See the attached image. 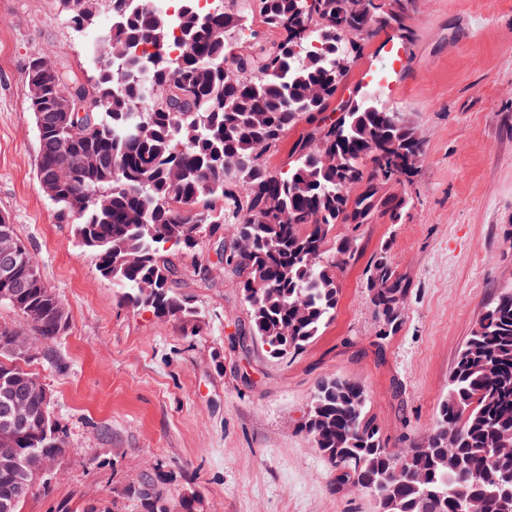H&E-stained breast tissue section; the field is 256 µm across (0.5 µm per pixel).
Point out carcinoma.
I'll use <instances>...</instances> for the list:
<instances>
[{"label": "carcinoma", "mask_w": 512, "mask_h": 512, "mask_svg": "<svg viewBox=\"0 0 512 512\" xmlns=\"http://www.w3.org/2000/svg\"><path fill=\"white\" fill-rule=\"evenodd\" d=\"M59 0L73 28L98 27L104 64L83 79L44 51L31 53L40 83L28 88L41 149L37 181L72 225L100 275L121 290L120 302L150 309L197 334L202 311L180 291L188 268L209 281L205 255L224 225L236 234L216 263L237 280L247 320L231 343L249 336L275 359L303 352L330 324L339 304V273L358 258L354 237L338 224L397 220L406 197L390 191L411 174L405 156L425 139L403 115L347 87L369 39L387 30L412 37V0H375L351 12L347 0H220L211 12L179 0V19L159 5L129 0ZM258 15L276 33H236ZM98 106L72 119L75 99ZM286 169L269 151L298 126ZM15 241L12 274L0 277V430L12 421L10 396L26 391L28 426L12 434L16 466L0 469V502L42 455L73 454L52 415L46 384L25 368L18 344L38 342L41 359L58 368L55 349L70 330L65 302L43 279L33 252L9 217L0 230ZM383 246L367 264L365 288L379 320L378 339L402 324L409 280ZM301 429L335 471L340 491L370 496L376 512H512V287L488 305L458 351L425 444L386 447L364 387L343 377L321 379ZM150 497L126 486L137 512H202L194 487L174 499L160 469L142 476Z\"/></svg>", "instance_id": "cac0c4a2"}]
</instances>
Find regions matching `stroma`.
I'll use <instances>...</instances> for the list:
<instances>
[{"label":"stroma","instance_id":"stroma-1","mask_svg":"<svg viewBox=\"0 0 512 512\" xmlns=\"http://www.w3.org/2000/svg\"><path fill=\"white\" fill-rule=\"evenodd\" d=\"M411 39L379 34L351 82H372L387 108L425 139V159L395 185L397 220L337 225L359 259L341 278L336 317L301 354L269 358L230 339L246 318L236 280L211 264L185 294L205 315L199 335L123 306L110 281L58 223L38 190L39 132L25 70L34 49L75 74L99 65L98 31H75L56 0H0V213L33 250L69 309L60 371L31 362L52 394L76 455L50 496L22 512H77L101 499L136 512L125 485L159 467L170 497L195 484L204 512H372L366 495L336 491L335 473L299 429L316 383H362L387 447L425 441L458 351L485 307L512 286V0H415ZM411 283L403 323L387 339L364 286L382 244Z\"/></svg>","mask_w":512,"mask_h":512}]
</instances>
